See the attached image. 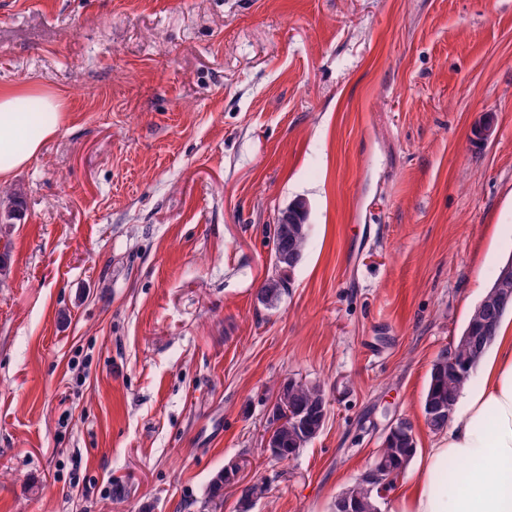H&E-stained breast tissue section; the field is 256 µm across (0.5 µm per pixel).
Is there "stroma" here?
Here are the masks:
<instances>
[{
  "instance_id": "stroma-1",
  "label": "stroma",
  "mask_w": 512,
  "mask_h": 512,
  "mask_svg": "<svg viewBox=\"0 0 512 512\" xmlns=\"http://www.w3.org/2000/svg\"><path fill=\"white\" fill-rule=\"evenodd\" d=\"M14 86L67 112L0 182L25 201L0 224V512H335L392 423L428 446L432 365L512 259V0H0ZM288 379L327 415L277 462ZM232 461L265 492L213 506ZM295 201L284 213H288V224H273L272 253L275 273L265 279L258 296L262 303L272 306L279 297L288 291L290 280L287 271H292L301 259L308 241L310 225L307 224V211L297 209ZM283 213V214H284ZM279 256L285 259L275 260Z\"/></svg>"
}]
</instances>
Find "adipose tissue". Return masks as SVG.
Segmentation results:
<instances>
[{"label":"adipose tissue","instance_id":"adipose-tissue-1","mask_svg":"<svg viewBox=\"0 0 512 512\" xmlns=\"http://www.w3.org/2000/svg\"><path fill=\"white\" fill-rule=\"evenodd\" d=\"M36 99L57 120L65 104L28 86L0 89V181L8 180L59 130L41 112L24 111ZM38 135L18 150L23 128ZM478 388H464L447 428L416 449L413 478L397 489L389 512H512V319H502L477 365Z\"/></svg>","mask_w":512,"mask_h":512}]
</instances>
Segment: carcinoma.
Instances as JSON below:
<instances>
[{"instance_id":"carcinoma-1","label":"carcinoma","mask_w":512,"mask_h":512,"mask_svg":"<svg viewBox=\"0 0 512 512\" xmlns=\"http://www.w3.org/2000/svg\"><path fill=\"white\" fill-rule=\"evenodd\" d=\"M24 212L22 195L14 191L8 195V207L5 219H20ZM288 223L275 224L270 229L275 273L265 279L258 296L262 303L272 305L288 291L290 286L287 272L293 270L301 259L308 241L310 225L307 224V212L291 205L286 210ZM498 283H493L478 305L472 311L462 334L483 336L486 334L483 317L494 318L499 323L509 311L512 302L504 301L496 293ZM453 354L459 362L468 360L469 350L459 344L443 349L434 362L424 402L439 408H448V398L458 399L461 390L471 381V375L458 376L448 370V354ZM276 412L272 421L278 423L276 430V448L284 460L296 457L322 430L327 415V401L323 390L305 382L282 384L276 393ZM416 448V440H407L397 434H388L379 450L377 460L381 463L369 478L359 480L349 486L337 501L349 500L357 505L356 512H379L380 485L390 482L399 474V465L409 462ZM230 481L224 470L217 471L208 487L210 501L224 500V487Z\"/></svg>"}]
</instances>
